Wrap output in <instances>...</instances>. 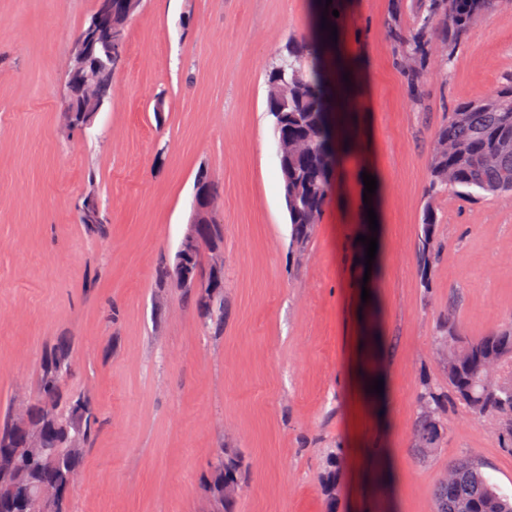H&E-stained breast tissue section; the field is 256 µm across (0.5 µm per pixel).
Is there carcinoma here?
Here are the masks:
<instances>
[{
	"label": "carcinoma",
	"mask_w": 512,
	"mask_h": 512,
	"mask_svg": "<svg viewBox=\"0 0 512 512\" xmlns=\"http://www.w3.org/2000/svg\"><path fill=\"white\" fill-rule=\"evenodd\" d=\"M503 0H420L416 25L405 32L397 24L390 37L401 56L411 86L424 77L429 46L443 50V65L451 62L453 51L467 28L482 14ZM323 30L307 42L293 43L269 67L268 86L282 87L288 99L268 101L273 126L288 133L293 149L288 153V215L292 237L303 246L324 212L332 183L336 179V149L331 126L339 122L336 96L329 91L316 55V39L326 40ZM426 188L428 203L422 222L423 264L437 254L435 213L432 201L448 193L474 198L512 194V85L471 101L448 113L435 136ZM439 350H448L442 381L424 380L420 384V416L413 429V448L421 458L435 455L444 436V415L448 400L466 407L479 418L495 424L504 446L512 447V320L478 339L461 335L453 316L437 337ZM72 366L69 343L59 340L45 356L41 366L40 397L31 405V415L47 424L46 436L61 449L57 465L45 470L38 461L18 456L23 447L14 415L0 421V467L27 469L42 481L59 486L61 496L70 489L67 472L80 467L83 452L67 453V438L76 435L87 445L97 418L88 400L77 396L61 403L56 388L58 376ZM215 472L224 479L242 484L240 464L217 457ZM434 512H512V499L502 495L481 471L469 461L448 464V471L435 493ZM21 498L10 499L0 487V512H31Z\"/></svg>",
	"instance_id": "1"
}]
</instances>
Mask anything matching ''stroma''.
Returning <instances> with one entry per match:
<instances>
[{
	"instance_id": "obj_1",
	"label": "stroma",
	"mask_w": 512,
	"mask_h": 512,
	"mask_svg": "<svg viewBox=\"0 0 512 512\" xmlns=\"http://www.w3.org/2000/svg\"><path fill=\"white\" fill-rule=\"evenodd\" d=\"M96 0H0V416L37 400L40 363L60 339L64 392L98 415L69 512H210L214 459L240 457L233 512H372L356 447L385 449L383 512H432L449 463L469 460L512 495V448L487 420L449 408L436 455L411 443L420 380L443 377L434 339L448 321L477 339L512 320V195L427 203L434 136L448 113L512 82V5L472 24L448 70L430 59L410 92L388 32L419 0H336L343 51L358 66L368 149L350 169L379 176L381 252L361 307L359 225L331 190L306 247L292 241L266 70L309 38L316 0H144L129 27L112 105L65 130L66 47ZM219 198L224 320L196 291L159 287L192 214L199 168ZM96 187L105 220H80ZM432 205L441 258L421 259ZM388 402L349 385L362 327ZM343 459L336 492L326 457Z\"/></svg>"
}]
</instances>
